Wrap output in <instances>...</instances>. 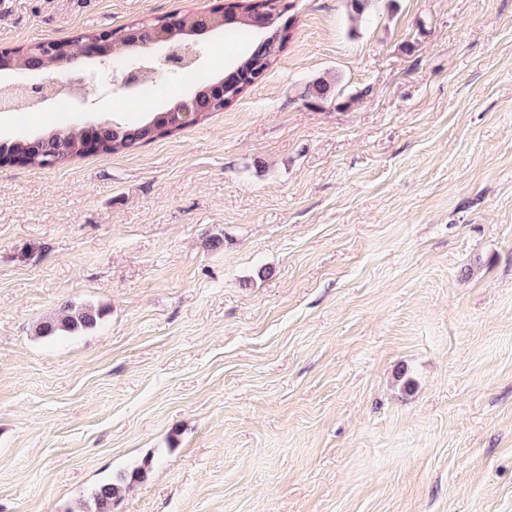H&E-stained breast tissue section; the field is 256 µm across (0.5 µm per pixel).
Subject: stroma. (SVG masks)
I'll return each instance as SVG.
<instances>
[{"label":"stroma","instance_id":"1","mask_svg":"<svg viewBox=\"0 0 512 512\" xmlns=\"http://www.w3.org/2000/svg\"><path fill=\"white\" fill-rule=\"evenodd\" d=\"M223 2L0 0V50ZM289 3L224 111L0 164V512L142 465L113 512H512V0ZM80 66L81 121L132 120ZM68 303L98 325L38 337ZM290 27V24L288 23V29ZM291 28L288 31V34L282 35L281 39L274 43L267 52L252 61L253 55H248L243 62L241 67L247 66L251 61V65L249 66V69L247 70L246 74L244 73L242 75L243 81H248L246 76L248 74H252L254 72H261V71H267L273 66V64L277 61L281 53L284 51V49L287 47L288 42L291 40Z\"/></svg>","mask_w":512,"mask_h":512}]
</instances>
